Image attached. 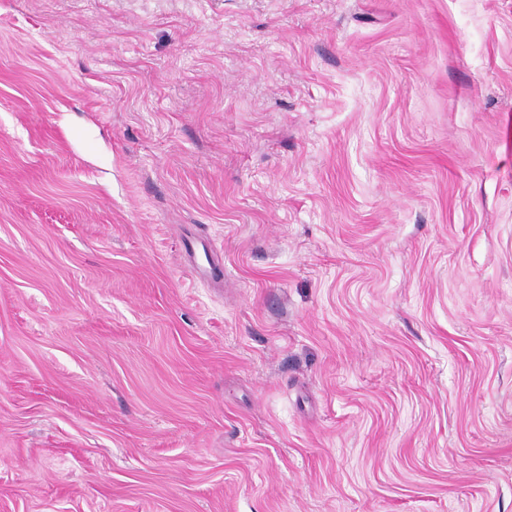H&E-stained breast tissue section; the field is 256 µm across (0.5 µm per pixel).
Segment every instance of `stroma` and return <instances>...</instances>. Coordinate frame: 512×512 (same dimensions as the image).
<instances>
[{"instance_id":"stroma-1","label":"stroma","mask_w":512,"mask_h":512,"mask_svg":"<svg viewBox=\"0 0 512 512\" xmlns=\"http://www.w3.org/2000/svg\"><path fill=\"white\" fill-rule=\"evenodd\" d=\"M0 512H512V0H0Z\"/></svg>"}]
</instances>
